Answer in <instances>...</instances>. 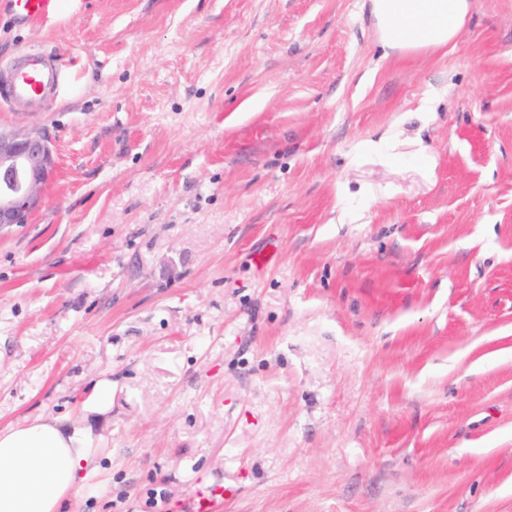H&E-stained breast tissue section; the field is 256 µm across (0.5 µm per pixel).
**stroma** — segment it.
<instances>
[{"instance_id": "1", "label": "stroma", "mask_w": 512, "mask_h": 512, "mask_svg": "<svg viewBox=\"0 0 512 512\" xmlns=\"http://www.w3.org/2000/svg\"><path fill=\"white\" fill-rule=\"evenodd\" d=\"M31 223L0 229V428L73 417L71 512H512V0L385 50L367 0H76ZM236 494L237 488L234 485L218 479L189 503V510L186 512H215L218 503H222Z\"/></svg>"}]
</instances>
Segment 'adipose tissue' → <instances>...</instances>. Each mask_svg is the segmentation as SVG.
I'll return each instance as SVG.
<instances>
[{
	"label": "adipose tissue",
	"mask_w": 512,
	"mask_h": 512,
	"mask_svg": "<svg viewBox=\"0 0 512 512\" xmlns=\"http://www.w3.org/2000/svg\"><path fill=\"white\" fill-rule=\"evenodd\" d=\"M469 0H370V15L391 50L439 49L458 35ZM112 408V379L94 380L81 419L40 417L0 428V512H63L97 472L89 417Z\"/></svg>",
	"instance_id": "obj_1"
}]
</instances>
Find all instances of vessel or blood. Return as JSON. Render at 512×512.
Instances as JSON below:
<instances>
[{"label":"vessel or blood","mask_w":512,"mask_h":512,"mask_svg":"<svg viewBox=\"0 0 512 512\" xmlns=\"http://www.w3.org/2000/svg\"><path fill=\"white\" fill-rule=\"evenodd\" d=\"M61 0H8L16 23L30 24L58 13ZM63 80L61 68L39 51H26L0 69V101L43 109L50 105ZM234 485L216 480L189 504L188 512H215L218 503L234 497Z\"/></svg>","instance_id":"b4317fda"}]
</instances>
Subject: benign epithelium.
I'll list each match as a JSON object with an SVG mask.
<instances>
[{
	"label": "benign epithelium",
	"mask_w": 512,
	"mask_h": 512,
	"mask_svg": "<svg viewBox=\"0 0 512 512\" xmlns=\"http://www.w3.org/2000/svg\"><path fill=\"white\" fill-rule=\"evenodd\" d=\"M54 171V154L44 131L0 129V228L29 223Z\"/></svg>",
	"instance_id": "1"
}]
</instances>
